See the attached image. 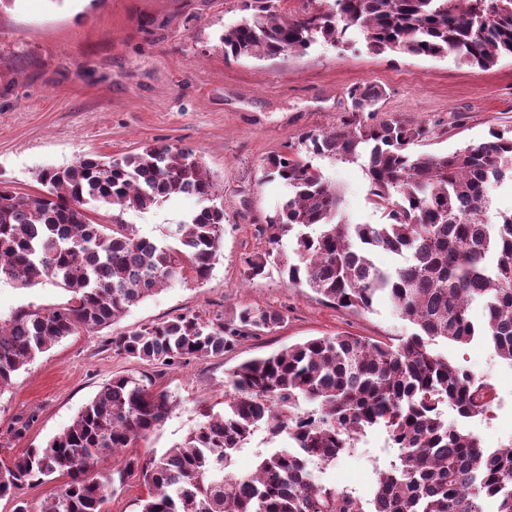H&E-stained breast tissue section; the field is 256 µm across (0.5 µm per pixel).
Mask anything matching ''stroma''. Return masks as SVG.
I'll return each instance as SVG.
<instances>
[{"mask_svg":"<svg viewBox=\"0 0 512 512\" xmlns=\"http://www.w3.org/2000/svg\"><path fill=\"white\" fill-rule=\"evenodd\" d=\"M247 14L246 0H0V182L35 197L44 168L173 145L192 149L205 164L224 207L221 252L207 279L159 290L110 326L56 342L0 391V462L45 446L116 375L155 376L174 402L163 427L134 450L145 461L181 443L207 413L223 410L224 381L246 360L320 336L396 344L413 333L385 302L358 312L325 302L308 286H288L282 264L293 256V239L284 236L273 247L263 231L283 188L262 180L261 164L271 155L303 153L302 136L339 124L350 110L349 89L365 83L385 89L382 116L429 128L419 153L446 154L483 140L490 128L512 129V59L481 70L450 57L374 54L359 41L321 40L297 54L225 59L224 29ZM312 164L344 188L351 223H384L369 201L365 161L316 156ZM199 207L198 199L179 196L124 220L161 239ZM265 251V274L244 279L245 257ZM67 298L48 283L23 288L4 279L0 320ZM243 305L280 312L284 320L231 352L162 375L112 350L121 333L187 312L229 319ZM435 349L496 391L491 413L467 420V430L483 447L512 448V364L480 338L465 346L441 341ZM20 418L30 427L11 439L8 430ZM328 478L362 495L373 473L348 454Z\"/></svg>","mask_w":512,"mask_h":512,"instance_id":"35a3bbf8","label":"stroma"}]
</instances>
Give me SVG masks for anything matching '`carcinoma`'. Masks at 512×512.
<instances>
[{
    "label": "carcinoma",
    "instance_id": "cac0c4a2",
    "mask_svg": "<svg viewBox=\"0 0 512 512\" xmlns=\"http://www.w3.org/2000/svg\"><path fill=\"white\" fill-rule=\"evenodd\" d=\"M247 9L251 17L224 30L226 58L303 51L316 35L334 45L349 32L377 54L452 56L483 70L512 58V0H334L295 18L272 0H250ZM384 96L373 84L350 88L348 117L302 143L337 161L366 157L371 202L387 222L349 223L332 181L301 157L274 155L264 175L285 193L266 231L271 244L294 234L288 285L356 311L383 299L414 333L396 346L322 336L247 360L224 381L223 412L158 458L129 456L97 473L99 460L158 431L173 406L146 375L114 377L45 447L0 464V498L16 500L14 512H31L24 487L56 474L70 481L41 512H106L135 475L147 489L139 512H512V448H483L445 419L448 406L463 419L487 414L495 389L432 349L439 339L466 345L480 336L512 364V213H492L487 193L493 182L512 183V134L491 129L444 155L417 153L429 129L379 117ZM38 180L45 191L37 197L0 185V280L49 282L70 298L0 322V390L54 343L109 326L161 287L205 279L224 236L217 185L189 148L83 157L43 169ZM186 192L202 206L162 240L123 220ZM91 202L111 206L112 223L92 220ZM378 249L397 264L376 266ZM267 263L264 254L248 256L244 278L264 275ZM281 321L249 306L230 320L184 314L113 337L112 351L167 370L230 351ZM371 428L384 429L399 453L376 471L364 508L353 492L317 479L309 461L328 470ZM259 431L292 446L268 449L247 474L233 471L234 456Z\"/></svg>",
    "mask_w": 512,
    "mask_h": 512
}]
</instances>
